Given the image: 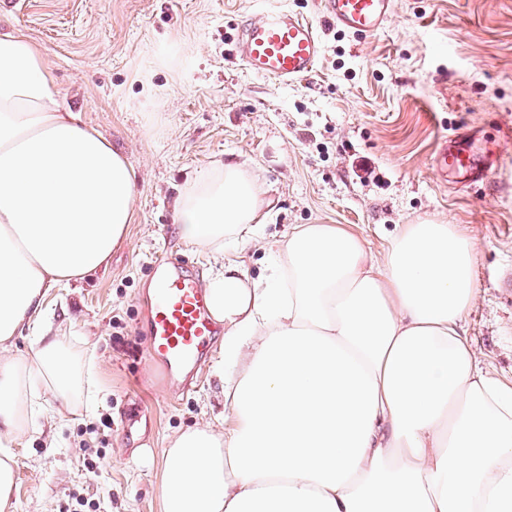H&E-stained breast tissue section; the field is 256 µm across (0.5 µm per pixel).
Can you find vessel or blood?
I'll use <instances>...</instances> for the list:
<instances>
[{"label": "vessel or blood", "mask_w": 512, "mask_h": 512, "mask_svg": "<svg viewBox=\"0 0 512 512\" xmlns=\"http://www.w3.org/2000/svg\"><path fill=\"white\" fill-rule=\"evenodd\" d=\"M323 23L365 40L382 31L394 11V0H319ZM324 51L318 28L301 12L283 5L263 8L258 17L240 21L234 55L256 77L291 86L310 79ZM471 132L442 140L433 155L439 172L464 169L470 180L486 179L495 159L468 147ZM153 291L147 329L154 358L166 376L203 364L211 341L222 328L214 319L200 274L183 254H168L151 267Z\"/></svg>", "instance_id": "vessel-or-blood-1"}]
</instances>
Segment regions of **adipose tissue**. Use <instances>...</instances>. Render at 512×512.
<instances>
[{
    "mask_svg": "<svg viewBox=\"0 0 512 512\" xmlns=\"http://www.w3.org/2000/svg\"><path fill=\"white\" fill-rule=\"evenodd\" d=\"M134 191L126 160L62 110L40 47L0 34V512L34 384L69 402L82 378L57 340L11 341L51 288L107 267ZM265 203L256 169L221 163L173 202L191 244L220 255L232 232L280 263L253 280L229 259L206 285L224 416L172 437L163 512H512V380L480 366L465 327L472 239L426 218L379 257L345 224L270 240Z\"/></svg>",
    "mask_w": 512,
    "mask_h": 512,
    "instance_id": "ef3b65f1",
    "label": "adipose tissue"
}]
</instances>
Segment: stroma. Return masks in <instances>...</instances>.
<instances>
[{"instance_id":"obj_1","label":"stroma","mask_w":512,"mask_h":512,"mask_svg":"<svg viewBox=\"0 0 512 512\" xmlns=\"http://www.w3.org/2000/svg\"><path fill=\"white\" fill-rule=\"evenodd\" d=\"M375 37L328 27L310 80L279 86L231 61L260 0H0V32L38 45L61 101L135 173L133 214L109 265L50 289L43 317L91 369L73 407L36 390L13 453V512H162L170 439L224 411L213 371L166 381L143 329L153 261L176 251L203 279L221 261L183 239L172 201L213 162L249 163L270 209L263 232L345 224L374 252L402 224L432 218L475 243L478 292L466 328L482 367L512 378V0H395ZM475 130L498 168L441 175L439 142ZM370 170L357 174L353 161Z\"/></svg>"}]
</instances>
